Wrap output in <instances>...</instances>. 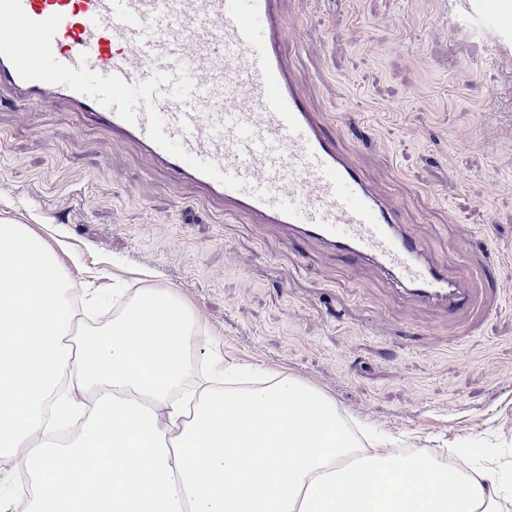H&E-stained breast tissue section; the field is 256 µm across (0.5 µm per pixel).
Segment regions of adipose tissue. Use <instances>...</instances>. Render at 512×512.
Masks as SVG:
<instances>
[{
	"label": "adipose tissue",
	"mask_w": 512,
	"mask_h": 512,
	"mask_svg": "<svg viewBox=\"0 0 512 512\" xmlns=\"http://www.w3.org/2000/svg\"><path fill=\"white\" fill-rule=\"evenodd\" d=\"M197 322L168 289L76 323L43 241L0 224V454L27 512H512V481L360 440L335 403L285 375L247 388L217 363L186 378Z\"/></svg>",
	"instance_id": "ef3b65f1"
}]
</instances>
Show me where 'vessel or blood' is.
Here are the masks:
<instances>
[{
    "instance_id": "obj_1",
    "label": "vessel or blood",
    "mask_w": 512,
    "mask_h": 512,
    "mask_svg": "<svg viewBox=\"0 0 512 512\" xmlns=\"http://www.w3.org/2000/svg\"><path fill=\"white\" fill-rule=\"evenodd\" d=\"M287 28L279 0H0V88L67 104L226 212L370 260L448 312L469 307L307 109ZM46 59L54 78L37 75Z\"/></svg>"
}]
</instances>
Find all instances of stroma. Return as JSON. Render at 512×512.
Returning <instances> with one entry per match:
<instances>
[{"label":"stroma","mask_w":512,"mask_h":512,"mask_svg":"<svg viewBox=\"0 0 512 512\" xmlns=\"http://www.w3.org/2000/svg\"><path fill=\"white\" fill-rule=\"evenodd\" d=\"M281 0L307 107L427 260L464 275L448 316L374 263L203 202L63 104L0 103V224H25L75 297L170 288L206 356L283 373L402 448L512 470V0Z\"/></svg>","instance_id":"stroma-1"}]
</instances>
